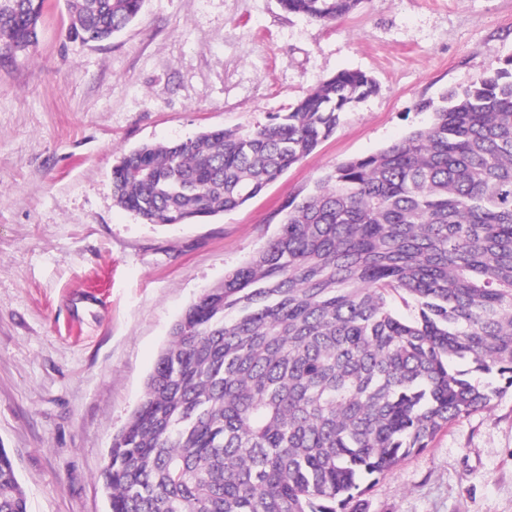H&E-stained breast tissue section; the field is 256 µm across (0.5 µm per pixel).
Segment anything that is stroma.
Instances as JSON below:
<instances>
[{"instance_id": "stroma-1", "label": "stroma", "mask_w": 512, "mask_h": 512, "mask_svg": "<svg viewBox=\"0 0 512 512\" xmlns=\"http://www.w3.org/2000/svg\"><path fill=\"white\" fill-rule=\"evenodd\" d=\"M68 24L66 0H46L36 47L0 63V445L28 512H107L112 436L184 310L266 244L290 197L512 56V0H364L332 22L279 0H144L100 45ZM343 70L379 94L243 207L162 226L115 206L121 153L254 129ZM358 510L512 512V390L400 461Z\"/></svg>"}]
</instances>
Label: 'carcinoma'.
I'll use <instances>...</instances> for the list:
<instances>
[{"label": "carcinoma", "instance_id": "cac0c4a2", "mask_svg": "<svg viewBox=\"0 0 512 512\" xmlns=\"http://www.w3.org/2000/svg\"><path fill=\"white\" fill-rule=\"evenodd\" d=\"M44 2L0 0V61L36 45ZM279 2L330 22L362 0ZM143 3L67 0L69 35L109 41ZM378 92L340 71L251 131L143 144L114 165L113 200L146 224L237 209ZM417 108L430 124L290 198L267 244L172 326L112 437L108 512H357L512 388V57ZM0 512H27L2 446Z\"/></svg>", "mask_w": 512, "mask_h": 512}]
</instances>
